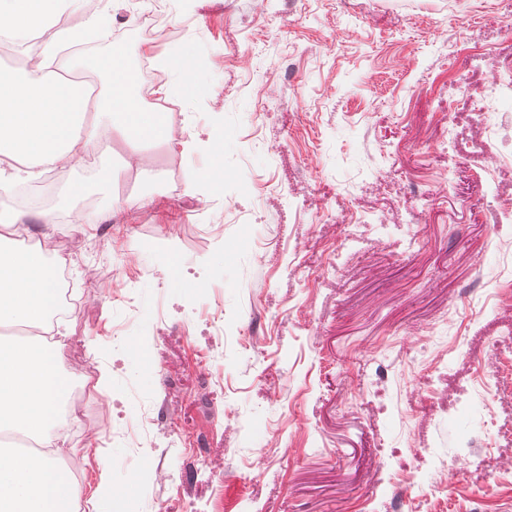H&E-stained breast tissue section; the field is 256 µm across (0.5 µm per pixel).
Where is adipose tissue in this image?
I'll return each instance as SVG.
<instances>
[{"label": "adipose tissue", "mask_w": 512, "mask_h": 512, "mask_svg": "<svg viewBox=\"0 0 512 512\" xmlns=\"http://www.w3.org/2000/svg\"><path fill=\"white\" fill-rule=\"evenodd\" d=\"M66 0H0V34L26 39L46 34V46L101 36L105 15L79 28H58ZM122 47L110 54L81 55L77 69L103 75L106 91L87 95L83 87L48 70L44 56L0 76V182L31 178L36 167L66 170L102 158L115 135L130 147L158 140L164 126L160 100L176 96L194 74L191 55L176 52L173 79L155 89V101L139 95L134 72L121 63ZM45 229L53 212L0 208V434L39 439L38 453L0 448V512H74L82 492L63 465L70 450L55 428L61 418L68 379L60 370L61 339L41 342L7 335V328L46 322L59 301L56 270L60 256L21 246L25 224Z\"/></svg>", "instance_id": "ef3b65f1"}]
</instances>
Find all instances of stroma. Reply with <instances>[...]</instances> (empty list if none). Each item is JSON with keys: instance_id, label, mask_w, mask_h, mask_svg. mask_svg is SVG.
<instances>
[{"instance_id": "stroma-1", "label": "stroma", "mask_w": 512, "mask_h": 512, "mask_svg": "<svg viewBox=\"0 0 512 512\" xmlns=\"http://www.w3.org/2000/svg\"><path fill=\"white\" fill-rule=\"evenodd\" d=\"M170 25L153 55L199 65L167 141L53 182L82 304L61 369L110 378L88 405L110 434L75 449L89 512H512V159L466 91L512 69L502 0H191ZM145 189L72 231L79 198Z\"/></svg>"}]
</instances>
